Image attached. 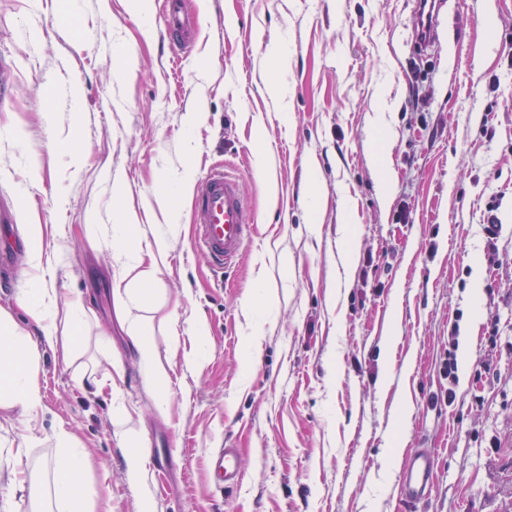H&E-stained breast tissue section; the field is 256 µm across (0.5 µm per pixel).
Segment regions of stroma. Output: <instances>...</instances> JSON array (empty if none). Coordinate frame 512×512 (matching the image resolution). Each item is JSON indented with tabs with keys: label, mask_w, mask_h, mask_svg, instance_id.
<instances>
[{
	"label": "stroma",
	"mask_w": 512,
	"mask_h": 512,
	"mask_svg": "<svg viewBox=\"0 0 512 512\" xmlns=\"http://www.w3.org/2000/svg\"><path fill=\"white\" fill-rule=\"evenodd\" d=\"M411 7L188 0L196 48L175 57L164 0L146 21L132 0H0V307L27 325L14 300L29 224L57 254L58 296L93 298L70 359L65 315L57 345H37L41 406L0 410V448L22 451L0 457V512H49L60 428L87 452L88 506L112 512H398L411 448L440 459L416 512H512V0H447L445 34L423 57ZM483 14L497 39L476 25ZM215 165L242 179L256 217L220 278L194 247L190 199L156 196ZM146 208L172 241L149 332L172 367L164 407L121 327L112 269L116 211ZM259 280L267 310L248 295ZM452 349L468 358L449 380ZM449 388L453 403L429 405ZM225 446L242 451V482L221 491L207 460ZM137 447L164 449L167 476L131 483ZM19 470L36 492L14 487Z\"/></svg>",
	"instance_id": "obj_1"
}]
</instances>
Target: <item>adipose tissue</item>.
<instances>
[{
  "label": "adipose tissue",
  "mask_w": 512,
  "mask_h": 512,
  "mask_svg": "<svg viewBox=\"0 0 512 512\" xmlns=\"http://www.w3.org/2000/svg\"><path fill=\"white\" fill-rule=\"evenodd\" d=\"M25 231L34 247L28 256V286L15 299L16 306L37 328L42 340L54 344L57 339L54 289L47 285L53 265L41 247L43 227L26 225ZM113 258L120 262L124 293L140 307H147L171 250L168 237L147 236L136 214L124 211L112 227ZM150 319L141 316L127 323V334L138 356L143 380L153 390L168 386L170 373L147 339ZM35 352L30 334L18 326L11 314L0 311V407L35 411L41 401ZM57 452L49 464L53 474V502L57 512H83L82 474L86 465L83 448L66 432L57 435Z\"/></svg>",
  "instance_id": "adipose-tissue-1"
}]
</instances>
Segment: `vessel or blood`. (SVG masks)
Here are the masks:
<instances>
[{"label":"vessel or blood","instance_id":"1","mask_svg":"<svg viewBox=\"0 0 512 512\" xmlns=\"http://www.w3.org/2000/svg\"><path fill=\"white\" fill-rule=\"evenodd\" d=\"M446 0H413L410 17L411 39L416 51L424 53L440 39ZM163 37L173 53L192 51L189 19L183 0H167ZM194 244L208 264L216 269L231 267L250 240L255 219L244 198L243 185L236 175L216 166L197 182L192 200ZM240 451L221 448L209 457L210 476L218 487L231 489L241 481ZM436 456L431 449H412L400 470V499L411 507L428 499Z\"/></svg>","mask_w":512,"mask_h":512}]
</instances>
